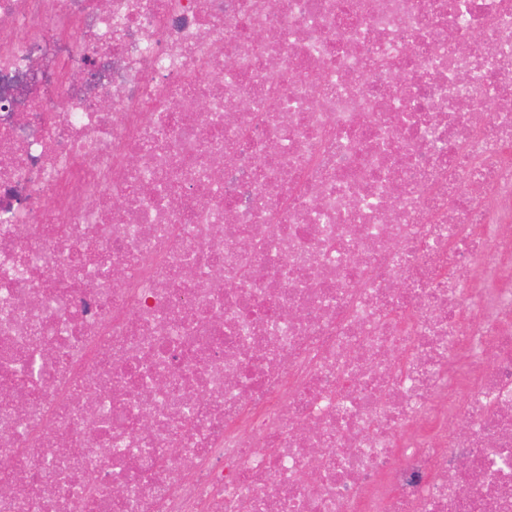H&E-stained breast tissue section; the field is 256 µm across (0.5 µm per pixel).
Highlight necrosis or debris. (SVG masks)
<instances>
[{
  "label": "necrosis or debris",
  "instance_id": "obj_1",
  "mask_svg": "<svg viewBox=\"0 0 512 512\" xmlns=\"http://www.w3.org/2000/svg\"><path fill=\"white\" fill-rule=\"evenodd\" d=\"M511 265L512 0H0V512H512Z\"/></svg>",
  "mask_w": 512,
  "mask_h": 512
}]
</instances>
